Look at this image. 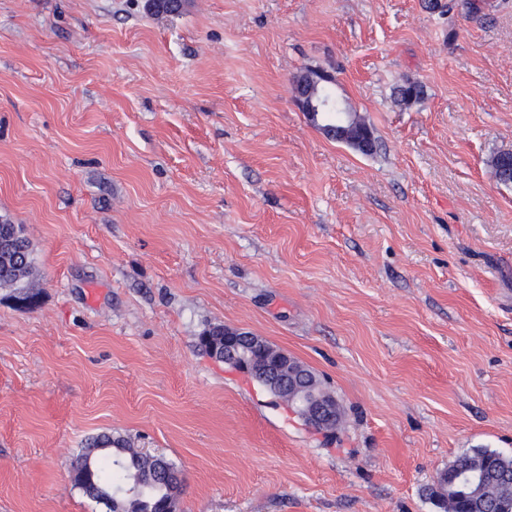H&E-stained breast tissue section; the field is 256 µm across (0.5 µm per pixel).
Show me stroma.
<instances>
[{
  "label": "stroma",
  "instance_id": "stroma-1",
  "mask_svg": "<svg viewBox=\"0 0 512 512\" xmlns=\"http://www.w3.org/2000/svg\"><path fill=\"white\" fill-rule=\"evenodd\" d=\"M0 0V512H107L70 464L107 432L180 471L178 512H441L512 454V0ZM373 131L327 139L292 80ZM419 82L421 98L393 89ZM215 325L336 396L311 430L198 347ZM33 260L26 238L16 224L0 222V286L7 287L29 280Z\"/></svg>",
  "mask_w": 512,
  "mask_h": 512
}]
</instances>
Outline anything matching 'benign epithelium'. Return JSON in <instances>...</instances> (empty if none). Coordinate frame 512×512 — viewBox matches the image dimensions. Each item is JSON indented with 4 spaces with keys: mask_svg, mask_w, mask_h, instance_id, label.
<instances>
[{
    "mask_svg": "<svg viewBox=\"0 0 512 512\" xmlns=\"http://www.w3.org/2000/svg\"><path fill=\"white\" fill-rule=\"evenodd\" d=\"M321 83L323 78L312 73L294 83L295 102L308 121L322 126L332 139L353 141L364 152L373 150V132L352 122L342 102L335 97L317 100L302 92L306 85ZM223 334L224 345L214 351V357L247 374L278 399L288 401L307 426L329 433V427L340 419V405L309 368L261 336L227 326Z\"/></svg>",
    "mask_w": 512,
    "mask_h": 512,
    "instance_id": "1",
    "label": "benign epithelium"
}]
</instances>
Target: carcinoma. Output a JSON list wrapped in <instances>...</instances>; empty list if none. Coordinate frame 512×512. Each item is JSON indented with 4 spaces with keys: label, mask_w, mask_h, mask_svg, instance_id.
<instances>
[{
    "label": "carcinoma",
    "mask_w": 512,
    "mask_h": 512,
    "mask_svg": "<svg viewBox=\"0 0 512 512\" xmlns=\"http://www.w3.org/2000/svg\"><path fill=\"white\" fill-rule=\"evenodd\" d=\"M423 87L407 82L395 88L396 99L405 105L418 100ZM33 260L26 238L19 227L0 221V286H13L29 279ZM470 460L474 474L485 480V512H512V455L476 448L463 456ZM179 480L177 469L165 458L142 455L122 437L103 434L94 439L77 457L73 486L88 498L98 499V491L127 483L138 486V498L120 499L114 512H162L169 487Z\"/></svg>",
    "instance_id": "obj_1"
}]
</instances>
